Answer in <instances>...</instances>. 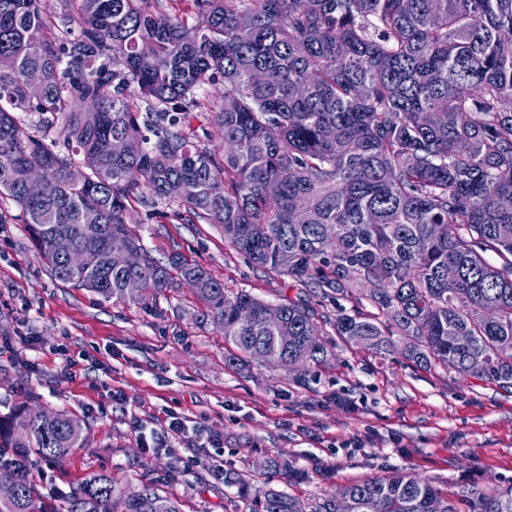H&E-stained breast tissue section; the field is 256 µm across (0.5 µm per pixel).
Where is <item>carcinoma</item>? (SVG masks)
<instances>
[{
    "label": "carcinoma",
    "mask_w": 512,
    "mask_h": 512,
    "mask_svg": "<svg viewBox=\"0 0 512 512\" xmlns=\"http://www.w3.org/2000/svg\"><path fill=\"white\" fill-rule=\"evenodd\" d=\"M170 2L168 12L152 0H64L75 31L41 0H0V201L15 204L54 279L119 302L136 276L144 305L194 281L225 361L267 358L298 386L339 339L512 392V0ZM218 83L216 107L206 86ZM195 120L232 149L217 157ZM36 163L47 183L31 198L23 174ZM162 201L177 209L156 210ZM134 204L214 225L253 268L304 291L269 301L180 253L156 259L127 225ZM254 224L268 234L253 238ZM60 238L101 264L71 266ZM126 244L144 250L140 269L109 265ZM272 307L292 339L265 323ZM457 336L470 344L455 347ZM26 411L0 417V474L19 487L0 512H50L32 465H60L85 445L69 414L28 424ZM224 488L248 512H459L405 472L346 485L342 500L308 502L251 471L224 472ZM467 507L512 512V485ZM65 512L181 510L151 482L128 492L97 473Z\"/></svg>",
    "instance_id": "carcinoma-1"
}]
</instances>
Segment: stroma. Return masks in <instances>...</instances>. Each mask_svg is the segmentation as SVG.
<instances>
[{
    "label": "stroma",
    "mask_w": 512,
    "mask_h": 512,
    "mask_svg": "<svg viewBox=\"0 0 512 512\" xmlns=\"http://www.w3.org/2000/svg\"><path fill=\"white\" fill-rule=\"evenodd\" d=\"M128 224L154 257L181 253L226 287L297 293L213 225L160 224L140 205ZM197 306L186 287L144 306L56 281L25 225L0 223V415L21 404L64 411L87 437L62 466L36 464L48 512L95 473L130 491L154 482L181 512H244L224 494L225 471L280 458L301 475H276L273 487L309 499L395 469L432 480L461 510L474 492L512 483V393L352 344L300 387L257 360L225 365L224 335ZM170 413L191 435L164 433ZM150 428L161 447L145 448Z\"/></svg>",
    "instance_id": "obj_1"
}]
</instances>
